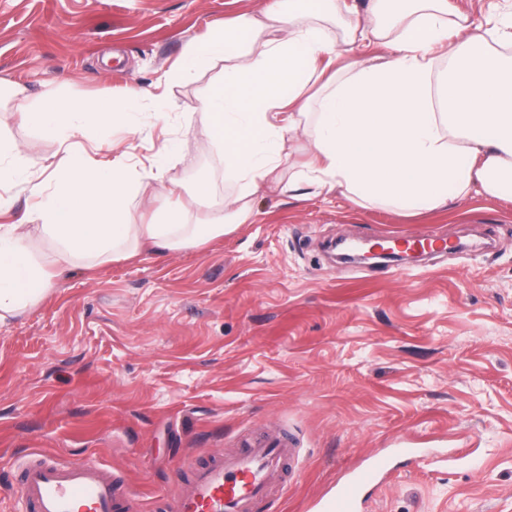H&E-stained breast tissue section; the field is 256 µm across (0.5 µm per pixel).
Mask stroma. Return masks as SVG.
<instances>
[{
	"instance_id": "stroma-1",
	"label": "stroma",
	"mask_w": 512,
	"mask_h": 512,
	"mask_svg": "<svg viewBox=\"0 0 512 512\" xmlns=\"http://www.w3.org/2000/svg\"><path fill=\"white\" fill-rule=\"evenodd\" d=\"M267 0H0V138L27 184L0 183L1 224L48 201L60 140L23 121L46 96L122 99L125 120L76 138L88 162L135 145L145 161L171 143L163 174L133 188L148 223L180 184L188 223L240 185L200 110L223 62L166 76L190 39ZM168 113L159 121L157 113ZM299 136L255 213L224 237L54 279L36 305L0 324V512H24L19 472L31 453L88 459L123 473L145 512L184 484L182 463L247 436L294 434L300 458L265 512H308L344 473L379 453L392 471L358 512H512V202L477 193L414 216L363 208L340 191L285 192L309 158ZM210 204L191 198L197 180ZM410 232L461 239L410 264H341V236L380 242Z\"/></svg>"
}]
</instances>
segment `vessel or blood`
<instances>
[{"label": "vessel or blood", "instance_id": "obj_1", "mask_svg": "<svg viewBox=\"0 0 512 512\" xmlns=\"http://www.w3.org/2000/svg\"><path fill=\"white\" fill-rule=\"evenodd\" d=\"M295 453L284 439L260 438L244 441L238 450L213 454L204 465L187 462L191 478L173 496L171 512H251L268 497ZM388 467L387 457H371L314 502V512H354L363 489ZM20 491L25 512H141L139 501L93 460L28 464Z\"/></svg>", "mask_w": 512, "mask_h": 512}]
</instances>
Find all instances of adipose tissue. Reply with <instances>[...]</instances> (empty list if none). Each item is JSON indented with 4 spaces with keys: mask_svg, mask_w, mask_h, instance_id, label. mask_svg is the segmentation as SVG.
I'll return each instance as SVG.
<instances>
[{
    "mask_svg": "<svg viewBox=\"0 0 512 512\" xmlns=\"http://www.w3.org/2000/svg\"><path fill=\"white\" fill-rule=\"evenodd\" d=\"M383 45L387 59L366 57L336 68L317 100L306 90L322 61L340 49ZM512 32L471 20L453 0H370L364 22H344L335 0H271L261 15H242L190 41L183 72L224 60L223 79L201 110L240 193L222 214L185 223L172 210L162 224H134L133 183L158 178L168 151L135 169L129 152L103 164L68 153L53 171V195L35 214L57 245L51 263L30 252L25 224L0 225V323L43 298L53 270L134 256L143 245L166 251L205 245L253 214L252 197L284 160L286 143L308 132L312 157L288 182L316 192L339 190L360 206L413 215L445 206L471 189L512 201ZM448 69L436 73L439 60ZM23 119L46 136L120 120L111 97L59 107L44 100Z\"/></svg>",
    "mask_w": 512,
    "mask_h": 512,
    "instance_id": "1",
    "label": "adipose tissue"
}]
</instances>
